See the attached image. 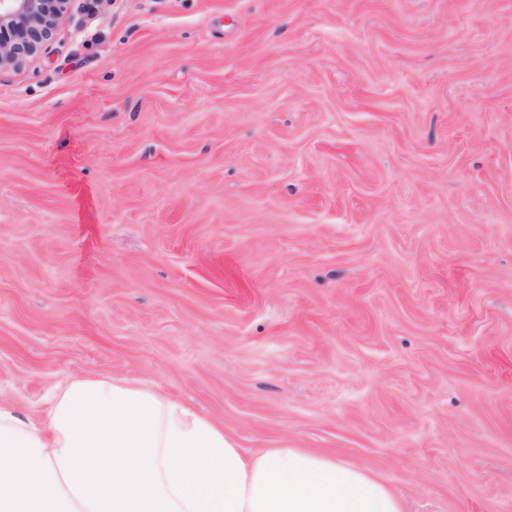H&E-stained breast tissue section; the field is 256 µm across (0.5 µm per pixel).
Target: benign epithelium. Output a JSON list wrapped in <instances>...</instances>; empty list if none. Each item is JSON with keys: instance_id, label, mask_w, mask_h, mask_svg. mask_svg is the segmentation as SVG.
<instances>
[{"instance_id": "benign-epithelium-1", "label": "benign epithelium", "mask_w": 512, "mask_h": 512, "mask_svg": "<svg viewBox=\"0 0 512 512\" xmlns=\"http://www.w3.org/2000/svg\"><path fill=\"white\" fill-rule=\"evenodd\" d=\"M72 0H0V71L44 53Z\"/></svg>"}]
</instances>
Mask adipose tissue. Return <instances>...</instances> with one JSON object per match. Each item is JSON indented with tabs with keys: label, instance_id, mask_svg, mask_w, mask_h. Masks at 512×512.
Returning a JSON list of instances; mask_svg holds the SVG:
<instances>
[{
	"label": "adipose tissue",
	"instance_id": "obj_1",
	"mask_svg": "<svg viewBox=\"0 0 512 512\" xmlns=\"http://www.w3.org/2000/svg\"><path fill=\"white\" fill-rule=\"evenodd\" d=\"M0 512H400L375 476L222 422L127 377L70 378L44 421L0 402Z\"/></svg>",
	"mask_w": 512,
	"mask_h": 512
}]
</instances>
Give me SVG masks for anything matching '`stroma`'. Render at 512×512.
<instances>
[{"instance_id": "35a3bbf8", "label": "stroma", "mask_w": 512, "mask_h": 512, "mask_svg": "<svg viewBox=\"0 0 512 512\" xmlns=\"http://www.w3.org/2000/svg\"><path fill=\"white\" fill-rule=\"evenodd\" d=\"M114 375L512 512V0H73L0 71V400Z\"/></svg>"}]
</instances>
